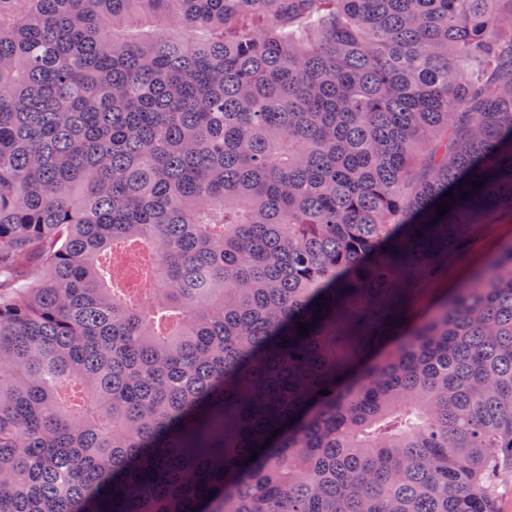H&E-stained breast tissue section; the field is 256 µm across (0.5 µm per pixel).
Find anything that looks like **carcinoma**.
Returning a JSON list of instances; mask_svg holds the SVG:
<instances>
[{
	"label": "carcinoma",
	"mask_w": 512,
	"mask_h": 512,
	"mask_svg": "<svg viewBox=\"0 0 512 512\" xmlns=\"http://www.w3.org/2000/svg\"><path fill=\"white\" fill-rule=\"evenodd\" d=\"M505 28L0 0V512H497L512 250L404 313L512 210Z\"/></svg>",
	"instance_id": "carcinoma-1"
}]
</instances>
